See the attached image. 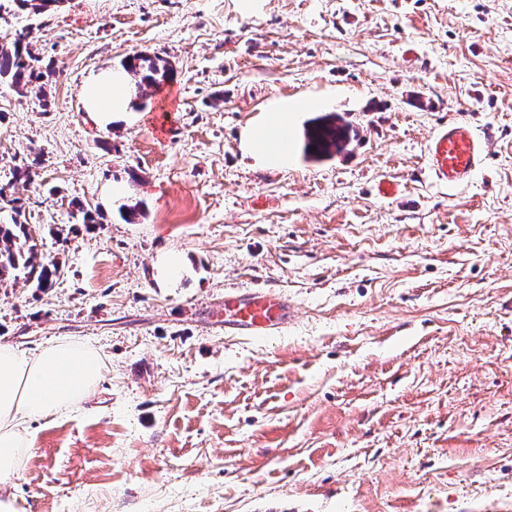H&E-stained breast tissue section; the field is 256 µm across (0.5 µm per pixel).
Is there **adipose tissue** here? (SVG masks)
<instances>
[{"mask_svg":"<svg viewBox=\"0 0 512 512\" xmlns=\"http://www.w3.org/2000/svg\"><path fill=\"white\" fill-rule=\"evenodd\" d=\"M132 83L121 69L104 71L84 88V109L101 126L122 119L131 110ZM289 109L281 104L250 130L252 153L283 164L288 160ZM105 364L95 350L61 342L30 358L0 345V480L16 476L19 457L30 448L24 422L62 413L81 402L103 376Z\"/></svg>","mask_w":512,"mask_h":512,"instance_id":"ef3b65f1","label":"adipose tissue"}]
</instances>
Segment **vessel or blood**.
<instances>
[{"label": "vessel or blood", "mask_w": 512, "mask_h": 512, "mask_svg": "<svg viewBox=\"0 0 512 512\" xmlns=\"http://www.w3.org/2000/svg\"><path fill=\"white\" fill-rule=\"evenodd\" d=\"M486 138L469 122L455 119L432 132L425 147L426 170L440 187L467 185L486 157ZM297 310L279 291L256 287L224 295V330L240 336H265L288 327Z\"/></svg>", "instance_id": "vessel-or-blood-1"}]
</instances>
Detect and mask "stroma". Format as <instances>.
<instances>
[{
  "label": "stroma",
  "mask_w": 512,
  "mask_h": 512,
  "mask_svg": "<svg viewBox=\"0 0 512 512\" xmlns=\"http://www.w3.org/2000/svg\"><path fill=\"white\" fill-rule=\"evenodd\" d=\"M23 28L57 73L0 85V187L20 201L0 224L30 225L63 273L0 284V345L81 342L106 369L29 423L18 512H512V0L0 13ZM141 54L172 79H133L132 112L96 126L86 83ZM281 102L288 162L256 160L247 132ZM325 114L357 137L313 160ZM458 117L495 138L448 191L425 144ZM255 285L296 324L225 334V292Z\"/></svg>",
  "instance_id": "1"
}]
</instances>
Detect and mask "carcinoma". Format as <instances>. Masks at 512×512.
I'll return each mask as SVG.
<instances>
[{"label": "carcinoma", "mask_w": 512, "mask_h": 512, "mask_svg": "<svg viewBox=\"0 0 512 512\" xmlns=\"http://www.w3.org/2000/svg\"><path fill=\"white\" fill-rule=\"evenodd\" d=\"M20 9H29L40 14L60 0H11ZM31 30L21 29L0 35V84H7L17 94L27 92L29 85L42 80L51 73L42 66V59L33 53ZM149 63L148 74L143 80L158 84L170 79L173 69L168 64L160 65L151 58L136 57L127 61L126 68L136 74L141 65ZM305 153L319 160L343 150L341 144L348 142L349 126L336 124V117L325 115L313 120L306 130ZM62 265L48 260L39 250V244L30 235L29 227L20 222L0 224V283L21 277L38 289L50 288L60 278Z\"/></svg>", "instance_id": "1"}]
</instances>
